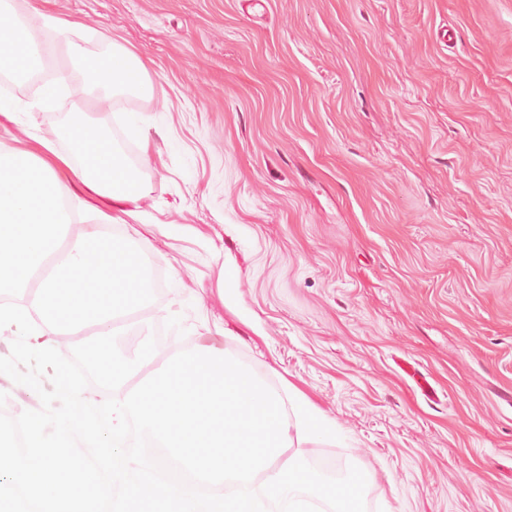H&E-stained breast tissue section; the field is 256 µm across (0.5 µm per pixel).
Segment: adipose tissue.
I'll return each instance as SVG.
<instances>
[{"instance_id":"ef3b65f1","label":"adipose tissue","mask_w":512,"mask_h":512,"mask_svg":"<svg viewBox=\"0 0 512 512\" xmlns=\"http://www.w3.org/2000/svg\"><path fill=\"white\" fill-rule=\"evenodd\" d=\"M68 55L70 79L94 93L98 111L110 108L118 95L154 94L147 62L129 47L116 44L104 55L92 56L72 44ZM41 66L24 17L13 0H0V74L24 80ZM23 112L16 100L0 98V116L24 132L23 137L0 140V283L33 287L29 310L48 339L61 342L85 324L96 325L83 355L101 379L85 396L124 399L132 379L159 347L151 340L130 356L119 343V318L152 287L138 260L139 248L149 241L142 238L119 251L89 231L66 243L62 227L71 221L66 204L76 182L111 199L133 221L152 224L153 216L140 207V169L82 113L69 112L63 129L46 136L24 125ZM281 396L297 443L335 439V421L302 392L288 385ZM373 479V472L362 466L341 477L318 473L305 454L295 452L279 456L252 486L268 512H361L364 488Z\"/></svg>"}]
</instances>
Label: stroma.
Returning a JSON list of instances; mask_svg holds the SVG:
<instances>
[{"label":"stroma","mask_w":512,"mask_h":512,"mask_svg":"<svg viewBox=\"0 0 512 512\" xmlns=\"http://www.w3.org/2000/svg\"><path fill=\"white\" fill-rule=\"evenodd\" d=\"M150 61L92 115L142 169L157 268L120 338L226 351L335 420L364 512H512V0H17ZM148 117L144 162L127 114ZM166 230H159V223Z\"/></svg>","instance_id":"1"}]
</instances>
